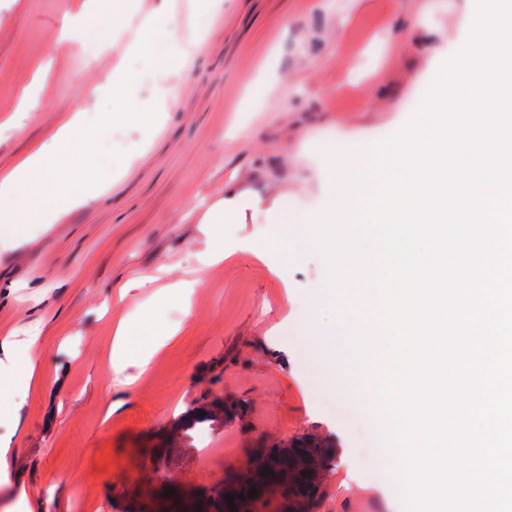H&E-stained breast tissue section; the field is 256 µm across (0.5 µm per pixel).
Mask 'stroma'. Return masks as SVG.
<instances>
[{"label": "stroma", "instance_id": "stroma-1", "mask_svg": "<svg viewBox=\"0 0 512 512\" xmlns=\"http://www.w3.org/2000/svg\"><path fill=\"white\" fill-rule=\"evenodd\" d=\"M74 5L0 0V120L39 85L23 124L0 133V173L74 109L90 133L86 172L114 177L0 244V339L37 337L41 363L22 408L0 413L30 512H139L158 491L154 463L203 499L260 441L305 434L336 444L314 512H406L311 238L351 161L404 127L466 43L470 0H219L204 21L187 0H127L130 17L157 14L180 36L156 42L174 54L161 78L94 24L60 42ZM161 102L158 125L129 120ZM219 239L228 257L202 266ZM197 271L189 303L158 310L174 340L148 369L114 373L119 317ZM224 396L243 415L169 445L190 411ZM327 399L358 429L327 415Z\"/></svg>", "mask_w": 512, "mask_h": 512}]
</instances>
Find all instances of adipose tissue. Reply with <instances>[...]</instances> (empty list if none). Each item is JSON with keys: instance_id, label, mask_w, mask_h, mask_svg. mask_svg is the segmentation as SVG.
<instances>
[{"instance_id": "ef3b65f1", "label": "adipose tissue", "mask_w": 512, "mask_h": 512, "mask_svg": "<svg viewBox=\"0 0 512 512\" xmlns=\"http://www.w3.org/2000/svg\"><path fill=\"white\" fill-rule=\"evenodd\" d=\"M83 124L72 113L46 141L32 149L7 175L0 177V227L19 224H53L68 209L90 203L103 193L110 177L102 174L81 179ZM71 172L69 184H61L59 172ZM174 335L173 329L151 325L145 315L122 317L115 333L111 364L122 369L127 362L147 368L157 351ZM36 337H29L24 354H17L10 340L0 341V397L25 398L38 379L34 353Z\"/></svg>"}]
</instances>
